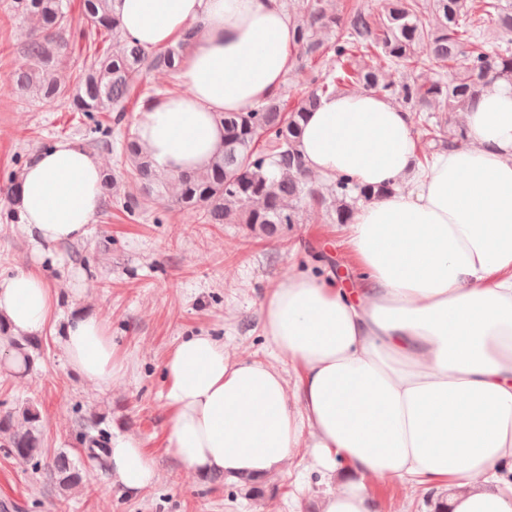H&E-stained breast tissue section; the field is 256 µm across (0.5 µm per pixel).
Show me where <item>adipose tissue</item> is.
<instances>
[{
	"instance_id": "adipose-tissue-1",
	"label": "adipose tissue",
	"mask_w": 512,
	"mask_h": 512,
	"mask_svg": "<svg viewBox=\"0 0 512 512\" xmlns=\"http://www.w3.org/2000/svg\"><path fill=\"white\" fill-rule=\"evenodd\" d=\"M124 31L149 49L196 38L178 75L185 92L138 112L135 130L157 171L205 168L224 112L275 97L295 64L296 25L283 0H115ZM466 141L417 159L412 115L362 90L322 99L302 124L307 173L392 186L348 226L355 283L293 269L263 302L264 330L295 371L233 359L205 332L164 362L168 446L194 473L240 481L282 470L297 448L346 476L323 512H381L366 477L448 492V512H512V84L470 101ZM100 161L60 142L22 176L18 228L39 255L83 241L100 207ZM57 293L40 267L0 278V316L14 335L46 329ZM72 371L106 386L120 377L103 319L64 329ZM122 490L156 478L129 438L109 451Z\"/></svg>"
}]
</instances>
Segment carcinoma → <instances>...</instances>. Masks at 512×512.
I'll list each match as a JSON object with an SVG mask.
<instances>
[{
	"label": "carcinoma",
	"mask_w": 512,
	"mask_h": 512,
	"mask_svg": "<svg viewBox=\"0 0 512 512\" xmlns=\"http://www.w3.org/2000/svg\"><path fill=\"white\" fill-rule=\"evenodd\" d=\"M114 0H82L83 22L69 21V0H12L10 8L34 24L25 43L27 68L16 75L13 93L53 105L65 101L80 113L86 145L119 157L131 181L102 172V211L121 209L136 221L154 205L165 211L193 213L203 224H245L273 235L298 223L302 202L313 201L335 214L334 223L349 224L353 205L390 192V187L362 186L348 177L330 185L329 193L308 181L299 153L301 122L321 99L339 92L373 90L387 95L412 113L421 131L419 160L428 162L440 149L463 141L461 113L490 83H512V3L502 0H381L372 12L354 4L328 9L325 0H302L296 12L298 69L309 70V89L293 102L274 97L245 112H224V143L211 165L177 175L158 172L133 132L121 130L125 103L146 71L174 74L188 41L163 50H149L128 36L112 8ZM494 24L497 42L487 46L481 31ZM120 45L117 51L107 41ZM70 42L88 44L89 63L68 73L61 50ZM421 44L429 53H417ZM331 55V68L312 65ZM464 56L468 66H452ZM400 79L392 81L388 72ZM430 71L432 79L420 72ZM116 112L113 122L99 113ZM440 112L443 117L436 118ZM21 162L8 172L0 189L12 204L21 196ZM0 335L8 345V362L17 373L29 371L38 341L16 337L0 317ZM40 412L24 405L0 413V446L24 463L42 456ZM49 477L61 488L76 486L81 472L65 453L54 456Z\"/></svg>",
	"instance_id": "obj_1"
}]
</instances>
